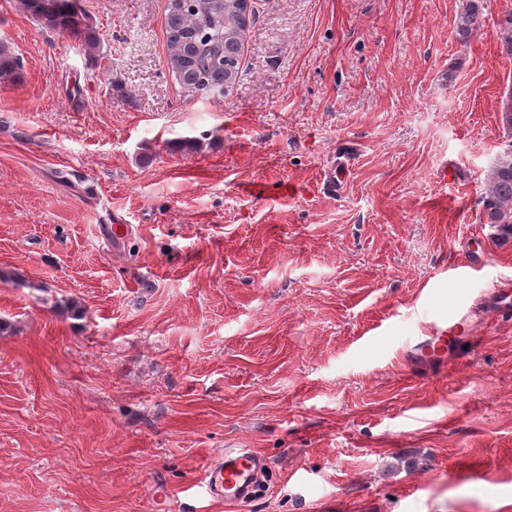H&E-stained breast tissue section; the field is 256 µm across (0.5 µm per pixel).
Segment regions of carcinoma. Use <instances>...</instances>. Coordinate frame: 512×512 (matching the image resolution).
<instances>
[{
    "label": "carcinoma",
    "instance_id": "cac0c4a2",
    "mask_svg": "<svg viewBox=\"0 0 512 512\" xmlns=\"http://www.w3.org/2000/svg\"><path fill=\"white\" fill-rule=\"evenodd\" d=\"M457 12L456 33L471 37L480 26L479 0H463ZM24 12L42 27L82 40L86 49L97 46L96 29L81 0H20ZM501 53L512 57V9L497 20ZM245 33L240 0H167L168 67L185 96L219 91L236 80ZM22 72L20 58L0 42V86L15 83ZM481 204L486 223L496 238H512V161L492 162Z\"/></svg>",
    "mask_w": 512,
    "mask_h": 512
}]
</instances>
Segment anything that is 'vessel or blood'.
Listing matches in <instances>:
<instances>
[{
  "label": "vessel or blood",
  "mask_w": 512,
  "mask_h": 512,
  "mask_svg": "<svg viewBox=\"0 0 512 512\" xmlns=\"http://www.w3.org/2000/svg\"><path fill=\"white\" fill-rule=\"evenodd\" d=\"M469 317V312L456 309L432 320L423 334L406 346L404 359L424 374L441 371L449 347L464 343ZM263 467V459L253 449L229 443L221 460L207 471L206 488L225 503H247L255 494Z\"/></svg>",
  "instance_id": "1"
}]
</instances>
